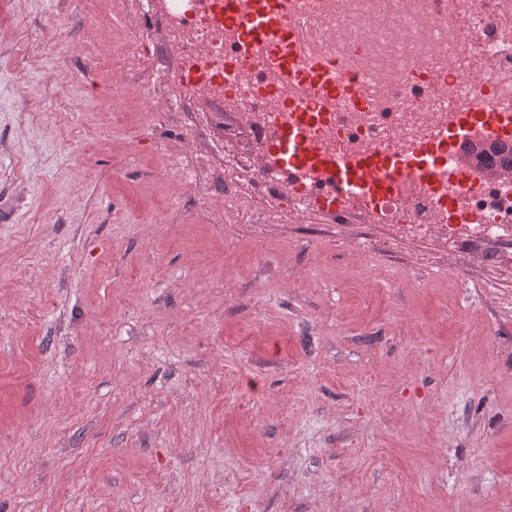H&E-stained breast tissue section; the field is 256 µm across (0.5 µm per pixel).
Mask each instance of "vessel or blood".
Returning <instances> with one entry per match:
<instances>
[{"label":"vessel or blood","mask_w":512,"mask_h":512,"mask_svg":"<svg viewBox=\"0 0 512 512\" xmlns=\"http://www.w3.org/2000/svg\"><path fill=\"white\" fill-rule=\"evenodd\" d=\"M224 39L237 44L224 59V96L249 83L257 69L273 80L265 92L279 98L274 129L259 155L262 170L280 187L305 181L323 183L331 191V207L343 209L348 199L369 201L395 193L400 208L413 198L404 189L417 167L430 169L436 182L448 172L468 175L465 147L474 130L494 139L501 135L500 114L493 109L470 112L444 109V121L429 135L411 141L398 153L376 149L327 151L313 115L330 119L336 112H374L378 102L344 84L335 64L310 56L303 41L309 14L328 0H223Z\"/></svg>","instance_id":"vessel-or-blood-1"}]
</instances>
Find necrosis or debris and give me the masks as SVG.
<instances>
[{
  "label": "necrosis or debris",
  "mask_w": 512,
  "mask_h": 512,
  "mask_svg": "<svg viewBox=\"0 0 512 512\" xmlns=\"http://www.w3.org/2000/svg\"><path fill=\"white\" fill-rule=\"evenodd\" d=\"M444 29H434L430 0H335L324 12L309 15L307 45L312 54L335 60L350 86L375 93L377 112H340L336 132L327 145L339 150L376 146L393 152L405 141L427 135L430 115L440 100L430 77L445 71L448 100L470 108L490 104L512 108V34L503 25L512 13V0H447ZM214 0H167L163 29L178 67L189 68L198 82L207 83V96L223 98L224 86L212 82L224 67V31L215 18ZM404 23L407 37L397 43L387 29L371 25L373 17ZM458 29L448 37L446 28ZM143 32L129 29L124 50L113 59L116 68L145 74L144 120L160 128L178 117L185 134L197 130L192 108L196 85L172 88L171 73L146 49ZM478 74L480 87L467 77ZM449 210L440 198H418L401 210L393 200L379 203L385 222L398 237L440 235L452 244H470L482 238L496 240L512 251V182L469 177L449 184Z\"/></svg>",
  "instance_id": "4bbe7bcc"
}]
</instances>
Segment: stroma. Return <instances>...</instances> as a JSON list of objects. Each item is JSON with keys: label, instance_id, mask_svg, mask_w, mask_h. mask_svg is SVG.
I'll return each instance as SVG.
<instances>
[{"label": "stroma", "instance_id": "1", "mask_svg": "<svg viewBox=\"0 0 512 512\" xmlns=\"http://www.w3.org/2000/svg\"><path fill=\"white\" fill-rule=\"evenodd\" d=\"M127 22L0 0V512H512V252L205 222L151 141L246 197L255 132L220 100L145 127Z\"/></svg>", "mask_w": 512, "mask_h": 512}]
</instances>
